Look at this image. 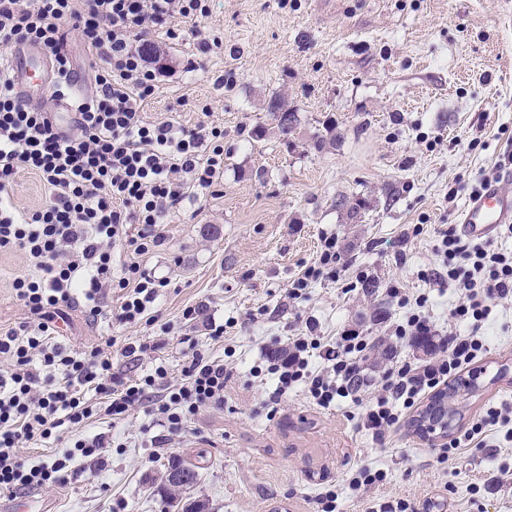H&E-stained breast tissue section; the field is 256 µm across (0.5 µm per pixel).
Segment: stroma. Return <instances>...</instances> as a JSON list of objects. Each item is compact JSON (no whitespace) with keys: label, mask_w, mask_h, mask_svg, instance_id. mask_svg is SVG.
<instances>
[{"label":"stroma","mask_w":512,"mask_h":512,"mask_svg":"<svg viewBox=\"0 0 512 512\" xmlns=\"http://www.w3.org/2000/svg\"><path fill=\"white\" fill-rule=\"evenodd\" d=\"M209 8L201 27L221 39L209 53L190 39L158 41L153 61L166 79L147 117L223 126L224 185L171 211L166 247L144 261L168 280L151 307L156 325L92 319L76 306L59 340L81 351L110 337L151 339L156 351L113 353L114 368L141 377L161 367L171 380L194 351L204 352L231 372L224 403L200 411L164 447L146 409L117 424L97 417L89 432L113 442L103 467L74 461L68 482L42 496L56 512H114L119 504L167 512L159 488L178 457L196 465L189 495L207 512H320L318 498L331 485L339 512L395 498L439 512H512V446L492 437L487 447L442 456L488 407L512 406V301L485 330L478 392L441 436H419L405 418L378 440L351 399L323 409L301 388L276 398L252 374L264 347L285 345L310 320L328 340L352 329L367 336L370 377L424 358L395 336L407 311L389 295L393 285L428 295L435 329L447 331L458 295L417 271L434 261L438 232L458 223L470 197L466 188L449 197V187L495 173L512 151V0H210ZM190 60L196 71H186ZM275 93L298 116L289 145L265 110ZM261 126L265 136L253 138ZM475 138L480 148H471ZM325 236L336 239L343 280L324 277L306 297L289 298ZM24 267L21 253L0 255L1 326L26 316L11 289ZM189 306L202 307V316L184 319ZM165 323L171 332H162ZM211 323L223 326V337L210 336ZM361 467L382 470L384 481L351 490Z\"/></svg>","instance_id":"35a3bbf8"}]
</instances>
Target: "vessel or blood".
Instances as JSON below:
<instances>
[{
	"label": "vessel or blood",
	"instance_id": "b4317fda",
	"mask_svg": "<svg viewBox=\"0 0 512 512\" xmlns=\"http://www.w3.org/2000/svg\"><path fill=\"white\" fill-rule=\"evenodd\" d=\"M6 56L14 90L25 104L38 103L51 91L53 71L41 45L21 42L8 49ZM460 223L469 237H492L502 225L512 224V191L505 189L503 184L489 182L479 195L468 199Z\"/></svg>",
	"mask_w": 512,
	"mask_h": 512
}]
</instances>
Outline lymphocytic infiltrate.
<instances>
[{
  "mask_svg": "<svg viewBox=\"0 0 512 512\" xmlns=\"http://www.w3.org/2000/svg\"><path fill=\"white\" fill-rule=\"evenodd\" d=\"M208 14L207 0H0V48L34 41L47 50L56 73L52 100L71 101L76 118L60 126L47 107H29L15 95L0 68V253L18 251L26 270L12 281L27 318L0 327V493L13 495L53 487L68 480L75 459L100 455L105 435L77 437L90 419L105 414L121 420L133 406L147 404L158 426L180 434L201 410L224 402L230 372L224 363L193 353L181 378L166 383L163 370L137 379L113 373L100 346L76 351L57 341L56 322L82 305L90 317L104 315L105 286L123 289L119 318L146 321L163 279L142 266L146 255L165 246V219L183 201L214 194L224 182V129L198 124L187 128L169 119L152 122L145 107L160 89L150 52L154 37L174 42L193 39L200 53L212 44L178 20ZM77 38L94 68V90L74 94L73 67L65 46ZM39 178L44 203L34 209L14 201L21 175ZM137 233H130L131 225ZM126 259L112 273V251ZM434 252L442 259L432 280L448 282L459 293L449 315L454 324L438 334L425 312L427 296L409 297L390 287L409 313L397 325V338H432L430 357L389 368L378 392L363 407L362 424L384 438L404 413L427 392L478 363L487 351L480 331L494 302L512 298V252L484 239L440 231ZM336 239L322 240L319 259L292 284L291 298L322 275L339 277ZM367 337L349 331L334 344L299 336L268 351L266 374L275 395L304 386L312 401L328 407L336 398L355 396L370 380L360 363ZM321 350L325 366L309 368L310 351ZM72 434L60 457L26 466L19 448ZM512 442V408L489 407L446 450L483 447L490 434Z\"/></svg>",
  "mask_w": 512,
  "mask_h": 512,
  "instance_id": "f902f5d3",
  "label": "lymphocytic infiltrate"
}]
</instances>
